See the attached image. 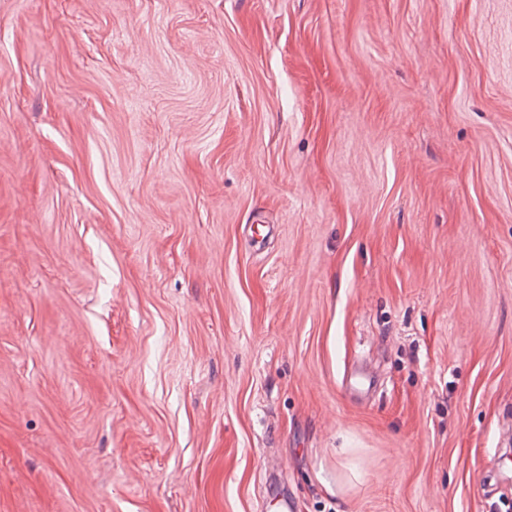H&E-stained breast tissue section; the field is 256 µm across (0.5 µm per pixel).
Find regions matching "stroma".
Segmentation results:
<instances>
[{
  "instance_id": "obj_1",
  "label": "stroma",
  "mask_w": 512,
  "mask_h": 512,
  "mask_svg": "<svg viewBox=\"0 0 512 512\" xmlns=\"http://www.w3.org/2000/svg\"><path fill=\"white\" fill-rule=\"evenodd\" d=\"M509 418L512 0H0V512H512Z\"/></svg>"
}]
</instances>
